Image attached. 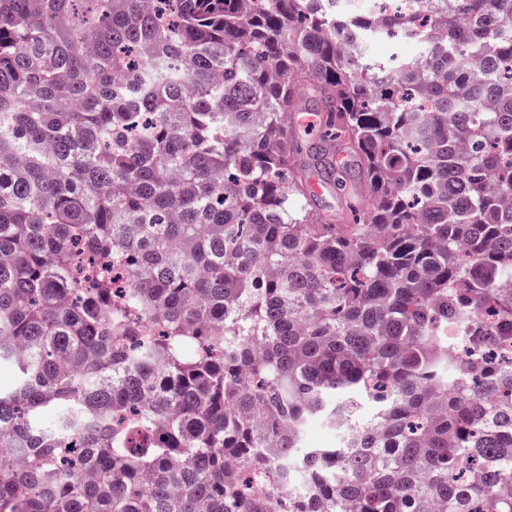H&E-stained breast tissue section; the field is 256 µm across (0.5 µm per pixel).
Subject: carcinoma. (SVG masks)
<instances>
[{"mask_svg":"<svg viewBox=\"0 0 512 512\" xmlns=\"http://www.w3.org/2000/svg\"><path fill=\"white\" fill-rule=\"evenodd\" d=\"M156 2L0 0V512H512V0ZM416 53V46L407 42L376 43L370 45L367 49V56L371 59L388 57L391 54H396L403 58H412ZM303 110L306 112H290V113H300L298 117H301L304 115V113H314L317 115V119L319 120L318 113L314 112L313 109H315V105L313 103H309L308 101H303ZM301 122V134L302 138L304 140L303 142V154L301 155V161L302 157L305 161V166L308 172L311 175H314V178H317L322 185L324 186V191L321 195H315L316 203L318 207L320 208L321 212L325 214L327 210L331 211L333 214V218L335 219V224H344L342 220L343 215V207H344V196L345 192L341 189V187L333 184H326L320 177H319V169L322 168L323 165V159H325V156H321L319 154V149L317 148L319 145V139L317 131L314 135H308L304 131V127L314 128L315 121L312 116L305 115L300 118ZM303 125V126H302Z\"/></svg>","mask_w":512,"mask_h":512,"instance_id":"carcinoma-1","label":"carcinoma"}]
</instances>
